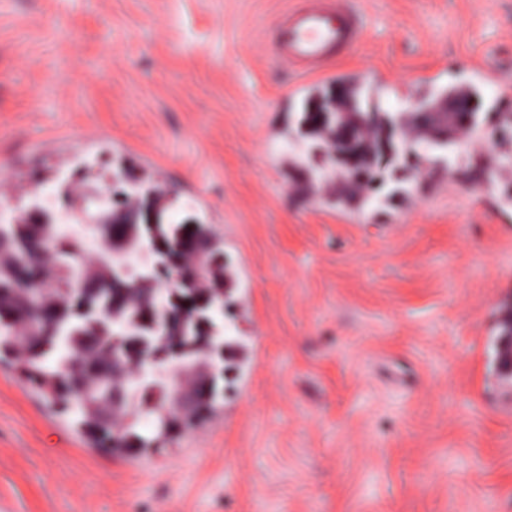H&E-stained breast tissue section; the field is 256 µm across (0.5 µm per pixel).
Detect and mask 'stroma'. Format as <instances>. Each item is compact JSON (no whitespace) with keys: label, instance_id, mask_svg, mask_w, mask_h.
Instances as JSON below:
<instances>
[{"label":"stroma","instance_id":"stroma-1","mask_svg":"<svg viewBox=\"0 0 512 512\" xmlns=\"http://www.w3.org/2000/svg\"><path fill=\"white\" fill-rule=\"evenodd\" d=\"M294 0H0V174L93 192L126 162L224 240L240 345L224 408L172 445L90 447L0 364V512H512V203L422 174L365 210L303 191L279 63ZM364 40L329 70L395 110L431 83L512 88V0H345Z\"/></svg>","mask_w":512,"mask_h":512}]
</instances>
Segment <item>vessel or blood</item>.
<instances>
[{
	"mask_svg": "<svg viewBox=\"0 0 512 512\" xmlns=\"http://www.w3.org/2000/svg\"><path fill=\"white\" fill-rule=\"evenodd\" d=\"M367 22L337 0H303L289 7L274 29L283 65L324 73L331 53L351 50L363 39Z\"/></svg>",
	"mask_w": 512,
	"mask_h": 512,
	"instance_id": "vessel-or-blood-1",
	"label": "vessel or blood"
}]
</instances>
